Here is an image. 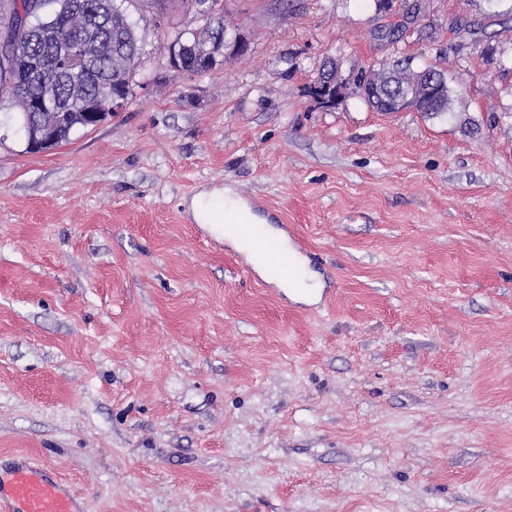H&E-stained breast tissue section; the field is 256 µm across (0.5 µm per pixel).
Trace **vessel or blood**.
<instances>
[{
  "mask_svg": "<svg viewBox=\"0 0 512 512\" xmlns=\"http://www.w3.org/2000/svg\"><path fill=\"white\" fill-rule=\"evenodd\" d=\"M238 231L253 253L264 256L286 278L299 274L287 252L260 237L250 226ZM0 512H83L79 497L47 469L25 458L0 472Z\"/></svg>",
  "mask_w": 512,
  "mask_h": 512,
  "instance_id": "b4317fda",
  "label": "vessel or blood"
}]
</instances>
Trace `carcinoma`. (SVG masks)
<instances>
[{
	"mask_svg": "<svg viewBox=\"0 0 512 512\" xmlns=\"http://www.w3.org/2000/svg\"><path fill=\"white\" fill-rule=\"evenodd\" d=\"M168 15L184 0H0V99L13 101L29 123L38 121L35 101L51 99L50 111L63 130L62 141L85 127L80 113L87 108L112 113V94L135 95V75L147 55V28L130 20L124 3ZM168 42L184 43L185 71L202 75L206 61L224 46L213 33L178 26L166 32ZM80 50L81 60L62 71L58 54L67 46ZM412 92L416 108L427 115L448 111L450 89L439 70L427 66L412 73L410 62L395 61L367 82V102L379 112H395L392 103L403 90Z\"/></svg>",
	"mask_w": 512,
	"mask_h": 512,
	"instance_id": "1",
	"label": "carcinoma"
}]
</instances>
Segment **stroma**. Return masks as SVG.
I'll return each mask as SVG.
<instances>
[{"mask_svg": "<svg viewBox=\"0 0 512 512\" xmlns=\"http://www.w3.org/2000/svg\"><path fill=\"white\" fill-rule=\"evenodd\" d=\"M223 2L250 53L151 33L101 126L0 127V463L85 512H512V0ZM404 58L448 113L310 94ZM223 189L329 299L242 272L191 210ZM196 12L206 22V27H213L215 20L216 11L212 7L211 0H196L195 1ZM216 28L224 31V45L219 44L215 41L213 31L208 32L207 36L198 35V32L186 28H180L179 26L172 27L171 30L166 32L168 43L180 44L185 43L183 52L184 68L182 65V59L180 57V51L176 50L175 47L169 48V65L178 71L188 72L189 75H202L208 71L206 61L216 55H221L224 51V58L236 57L245 55L251 46L247 36L240 30H235L229 33L225 29H230L224 24L223 16L221 13H217L216 17ZM329 74L330 73H328L326 76L324 75L311 90V94H313L315 100L324 106L332 105L334 102H336V97L330 99L322 93H324L326 90H330V88L333 87L336 89V93L341 96L343 94V90L347 89L348 85L347 79L339 78L336 71H334L332 79H328L330 76Z\"/></svg>", "mask_w": 512, "mask_h": 512, "instance_id": "stroma-1", "label": "stroma"}]
</instances>
